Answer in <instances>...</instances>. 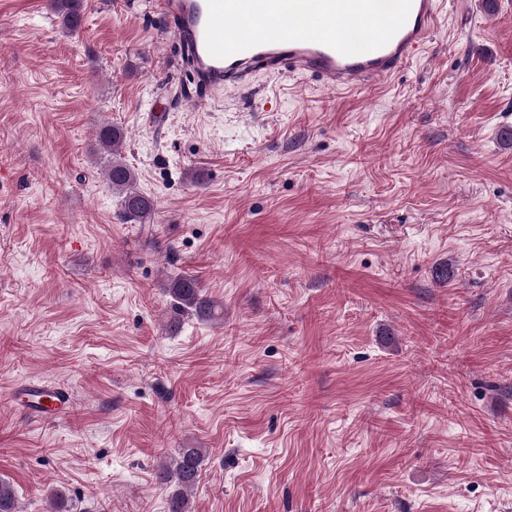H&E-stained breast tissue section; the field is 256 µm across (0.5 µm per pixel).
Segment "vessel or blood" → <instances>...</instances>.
Returning a JSON list of instances; mask_svg holds the SVG:
<instances>
[{
  "mask_svg": "<svg viewBox=\"0 0 512 512\" xmlns=\"http://www.w3.org/2000/svg\"><path fill=\"white\" fill-rule=\"evenodd\" d=\"M443 0H154L193 79L208 89L193 99L206 110L213 95L250 85L258 72L311 75L324 88L348 90L388 78L430 38ZM321 17L325 28L309 22ZM365 34L352 50L346 33ZM33 418L59 419L70 405L60 389L32 384Z\"/></svg>",
  "mask_w": 512,
  "mask_h": 512,
  "instance_id": "vessel-or-blood-1",
  "label": "vessel or blood"
}]
</instances>
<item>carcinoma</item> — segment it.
<instances>
[{
    "label": "carcinoma",
    "mask_w": 512,
    "mask_h": 512,
    "mask_svg": "<svg viewBox=\"0 0 512 512\" xmlns=\"http://www.w3.org/2000/svg\"><path fill=\"white\" fill-rule=\"evenodd\" d=\"M63 29L76 32L82 23L84 0H52ZM97 148L109 156L103 177L112 193L118 195L123 217L144 223L153 213L155 202L136 187L135 172L122 161L121 149L127 140L126 132L110 123L101 124L96 133ZM175 308L192 313L201 319L224 316V309L205 295L199 281L183 275L170 281L166 288ZM205 461L200 448H182L169 464L160 466L156 478L173 490L167 499V512H190L189 494L198 486ZM0 512H19L16 492L10 482L0 479Z\"/></svg>",
    "instance_id": "carcinoma-1"
}]
</instances>
